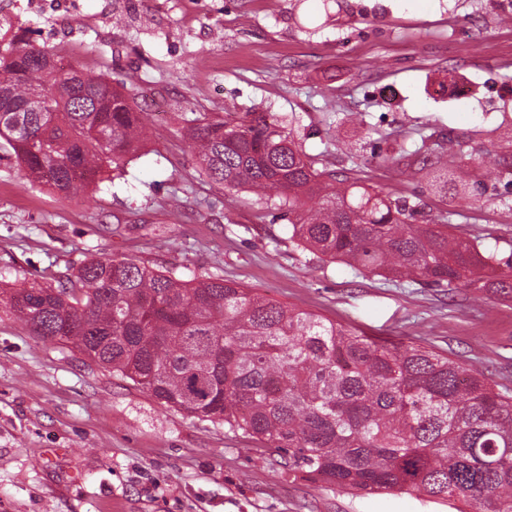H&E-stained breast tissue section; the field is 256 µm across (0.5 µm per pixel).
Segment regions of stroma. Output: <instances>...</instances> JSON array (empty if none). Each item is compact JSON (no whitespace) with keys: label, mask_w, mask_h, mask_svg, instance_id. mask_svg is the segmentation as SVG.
Here are the masks:
<instances>
[{"label":"stroma","mask_w":512,"mask_h":512,"mask_svg":"<svg viewBox=\"0 0 512 512\" xmlns=\"http://www.w3.org/2000/svg\"><path fill=\"white\" fill-rule=\"evenodd\" d=\"M512 0H0V52L67 46L112 84L138 74L144 145L85 199L30 184L0 151V512H456L425 495H357L288 471L273 449L159 404L77 349L33 336L6 289L55 284L93 258L215 275L378 340L446 354L512 393V313L496 296L399 285L290 240L279 200L202 176L183 137L207 114L296 115L311 154L358 138L337 173L393 198L416 186L375 147L512 120ZM397 91L387 102L382 91ZM362 112L355 130L340 118ZM455 233L512 254V214L427 196Z\"/></svg>","instance_id":"1"}]
</instances>
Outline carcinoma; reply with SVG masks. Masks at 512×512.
Instances as JSON below:
<instances>
[{
  "label": "carcinoma",
  "mask_w": 512,
  "mask_h": 512,
  "mask_svg": "<svg viewBox=\"0 0 512 512\" xmlns=\"http://www.w3.org/2000/svg\"><path fill=\"white\" fill-rule=\"evenodd\" d=\"M0 149L61 199L123 169L144 141L126 88L16 44L0 54ZM42 91L52 111L26 112ZM266 112L202 116L185 137L201 173L227 190L275 195L290 239L328 262L395 282L512 299V254L448 230L419 197L393 199L318 169L291 124ZM391 160L440 192L463 154L453 131ZM44 341L70 344L162 405L219 423L288 456V470L360 495H426L457 512H512V395L444 355L379 342L220 278L184 280L97 258L66 284L9 297Z\"/></svg>",
  "instance_id": "cac0c4a2"
}]
</instances>
